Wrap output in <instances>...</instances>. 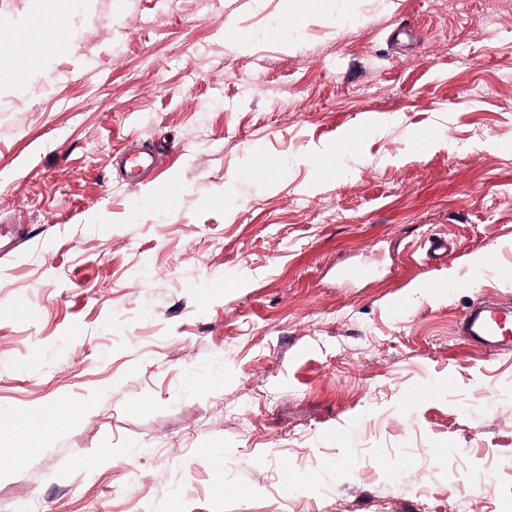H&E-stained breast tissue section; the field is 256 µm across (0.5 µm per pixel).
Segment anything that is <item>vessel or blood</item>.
<instances>
[{
    "mask_svg": "<svg viewBox=\"0 0 512 512\" xmlns=\"http://www.w3.org/2000/svg\"><path fill=\"white\" fill-rule=\"evenodd\" d=\"M458 333L488 353L512 350V304L481 298L465 311Z\"/></svg>",
    "mask_w": 512,
    "mask_h": 512,
    "instance_id": "vessel-or-blood-1",
    "label": "vessel or blood"
}]
</instances>
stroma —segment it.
<instances>
[{
    "label": "stroma",
    "mask_w": 512,
    "mask_h": 512,
    "mask_svg": "<svg viewBox=\"0 0 512 512\" xmlns=\"http://www.w3.org/2000/svg\"><path fill=\"white\" fill-rule=\"evenodd\" d=\"M392 3L0 0V512H512V0ZM459 336L488 353L512 350V304L481 298L463 314Z\"/></svg>",
    "instance_id": "stroma-1"
}]
</instances>
